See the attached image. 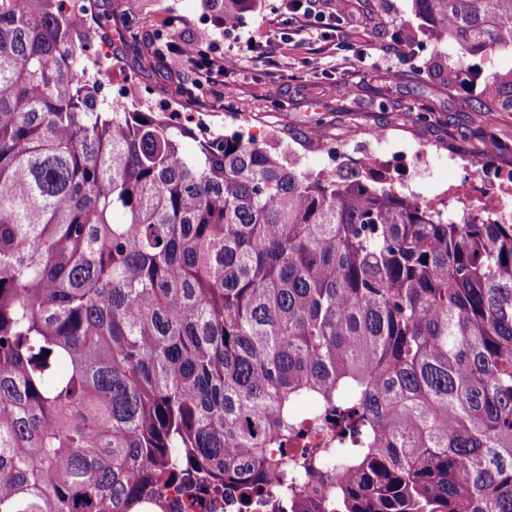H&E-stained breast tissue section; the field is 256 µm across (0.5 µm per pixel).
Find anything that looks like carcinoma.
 <instances>
[{
	"mask_svg": "<svg viewBox=\"0 0 512 512\" xmlns=\"http://www.w3.org/2000/svg\"><path fill=\"white\" fill-rule=\"evenodd\" d=\"M61 2L0 0V512H172L174 480L309 512V479L323 512H512V223L102 98L121 61ZM257 2L201 0L219 33ZM413 7L512 46V0Z\"/></svg>",
	"mask_w": 512,
	"mask_h": 512,
	"instance_id": "cac0c4a2",
	"label": "carcinoma"
}]
</instances>
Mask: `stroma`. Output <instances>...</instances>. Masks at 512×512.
<instances>
[{
  "instance_id": "obj_1",
  "label": "stroma",
  "mask_w": 512,
  "mask_h": 512,
  "mask_svg": "<svg viewBox=\"0 0 512 512\" xmlns=\"http://www.w3.org/2000/svg\"><path fill=\"white\" fill-rule=\"evenodd\" d=\"M111 14L104 42L110 53L124 57L125 72L111 82L131 77L140 97L169 99L190 114L195 130L230 134L249 131L260 143L294 154L298 164L319 171L324 154L319 144L353 140L384 131L391 147L414 151L441 144L480 156L488 140L500 146L499 162L512 161V112H473L469 105L483 89L449 84L448 69L466 63L482 70L485 81L512 73V46L459 60L452 41L436 40L415 15L411 0H351L348 14L336 25L338 40L356 52L336 49V42L317 39L310 31H293L276 66L242 58L237 70L216 77L196 96L183 90L192 78L180 58L159 67H142L139 56L164 19L178 16L185 38L196 36L209 17L201 0H99ZM280 0H259L246 13L237 32L225 41L249 36L258 43L278 37ZM140 35L130 44L128 29ZM401 29L404 51H391L392 32ZM251 109L239 110L240 100Z\"/></svg>"
}]
</instances>
